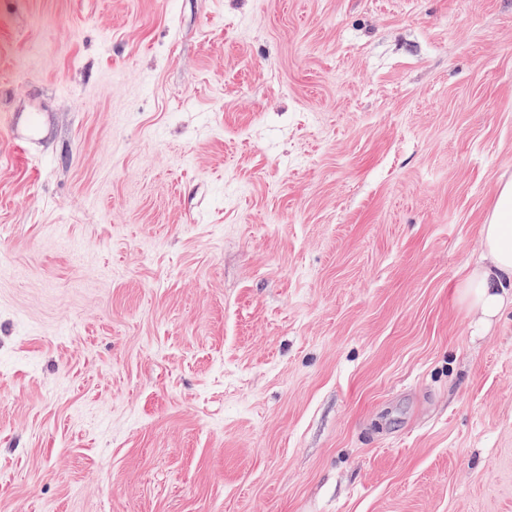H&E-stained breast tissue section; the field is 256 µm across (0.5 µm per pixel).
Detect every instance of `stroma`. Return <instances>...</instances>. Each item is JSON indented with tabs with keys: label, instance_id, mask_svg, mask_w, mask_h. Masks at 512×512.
<instances>
[{
	"label": "stroma",
	"instance_id": "35a3bbf8",
	"mask_svg": "<svg viewBox=\"0 0 512 512\" xmlns=\"http://www.w3.org/2000/svg\"><path fill=\"white\" fill-rule=\"evenodd\" d=\"M512 0H0V512H512ZM479 235L481 259L466 268L458 288L461 304L472 315V336L486 335L512 308V181L499 188Z\"/></svg>",
	"mask_w": 512,
	"mask_h": 512
}]
</instances>
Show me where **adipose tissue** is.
Segmentation results:
<instances>
[{
	"label": "adipose tissue",
	"mask_w": 512,
	"mask_h": 512,
	"mask_svg": "<svg viewBox=\"0 0 512 512\" xmlns=\"http://www.w3.org/2000/svg\"><path fill=\"white\" fill-rule=\"evenodd\" d=\"M481 259L460 280L459 300L471 314V333L486 335L512 308V181L498 190L491 213L479 227Z\"/></svg>",
	"instance_id": "1"
}]
</instances>
